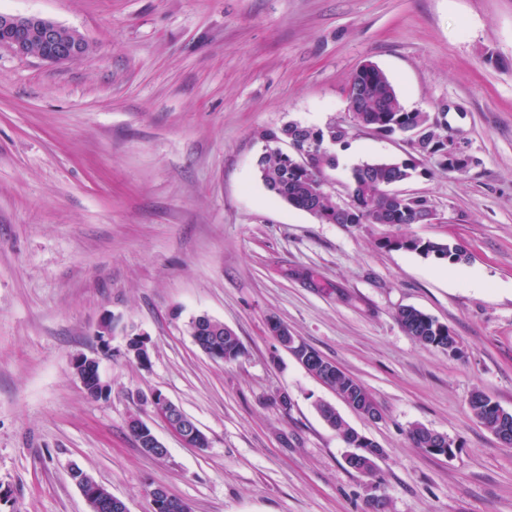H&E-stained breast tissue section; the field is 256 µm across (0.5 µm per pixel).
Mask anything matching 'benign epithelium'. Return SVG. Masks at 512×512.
Segmentation results:
<instances>
[{"label": "benign epithelium", "mask_w": 512, "mask_h": 512, "mask_svg": "<svg viewBox=\"0 0 512 512\" xmlns=\"http://www.w3.org/2000/svg\"><path fill=\"white\" fill-rule=\"evenodd\" d=\"M11 32L14 37L0 40V47L6 46L20 56H35L52 63H67L86 58L83 46L76 38L63 32L62 27L45 18L29 16H12L0 14V30ZM441 162L452 170H463L470 166L471 158L464 148L455 140H450L442 146L438 153ZM386 192L395 196L402 203L418 205L423 209L422 223L429 224L436 219V212L430 202L419 196L401 193L397 190L386 189ZM350 202L336 205V212H320L318 219L327 224H337L339 219L351 212L359 204L354 193H349ZM270 330L279 343L288 351L295 348V337L291 336L288 328L280 323L270 324ZM301 365L332 389H337L335 383L344 377L345 373L334 363L317 356L302 357ZM73 369L82 388H87L90 382H95L102 389L108 384L102 380L99 371V361L95 357L81 354L74 358ZM341 400L354 412L370 419L379 417L376 404L368 398L362 397L356 386H350L341 397ZM150 401L154 407L155 416L160 419L167 429L180 439L188 448H205L208 445L206 435L200 430L197 423L187 416L177 405L171 402L160 392H153ZM129 428H134L141 434L140 448L157 459L168 455V448L156 435L152 426L139 417L129 421ZM354 451L346 457L347 464L358 471L368 472L375 468L376 460L383 455V449L376 444L363 447L365 437L353 433ZM69 476L79 488L88 512H102L107 508L117 512H129L126 503L114 496L112 492L97 481L94 477L83 472L82 468L74 465L69 469ZM154 512H178L181 506L180 499L171 495L163 486H156L150 490Z\"/></svg>", "instance_id": "7a95c632"}]
</instances>
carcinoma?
Listing matches in <instances>:
<instances>
[{
    "instance_id": "cac0c4a2",
    "label": "carcinoma",
    "mask_w": 512,
    "mask_h": 512,
    "mask_svg": "<svg viewBox=\"0 0 512 512\" xmlns=\"http://www.w3.org/2000/svg\"><path fill=\"white\" fill-rule=\"evenodd\" d=\"M348 99L356 110L352 127L336 130L330 124L323 128L303 127L301 138L291 139L288 131L299 126L297 122L285 124L275 130L262 133V139L271 144L269 151L259 161L260 178L268 192L276 199L297 209L306 211L312 206L323 210H336L333 194L315 196V185L333 182L330 171L336 169V155L326 145H343L350 136L351 128L371 129L384 135L399 134L407 127L429 125L440 136L448 134L447 124L428 112H412L405 109L392 82L381 70L373 73L354 72L349 81ZM286 143L288 151L278 144ZM417 169L414 160H380L353 168L351 189L359 196L360 207L350 214L348 223L363 224H412L413 208L387 200L382 191L392 181L403 182L411 178ZM385 246L416 252L424 257L457 261L463 253L459 244L421 240L396 236L386 240ZM402 328L420 344L442 348L450 353L456 349L448 345L452 333L448 326L414 308H402L397 313ZM199 335L206 344L218 347L224 353V362L232 363L243 354L239 337L231 330L221 328V322L213 318L201 329ZM491 399L480 391L472 394L469 407L472 415L485 428L496 431L498 424L489 410Z\"/></svg>"
}]
</instances>
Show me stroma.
<instances>
[{
	"label": "stroma",
	"mask_w": 512,
	"mask_h": 512,
	"mask_svg": "<svg viewBox=\"0 0 512 512\" xmlns=\"http://www.w3.org/2000/svg\"><path fill=\"white\" fill-rule=\"evenodd\" d=\"M0 13L91 48L50 64L0 47V512H87L73 463L129 512H153L157 485L192 512H373L377 499L512 512V447L469 408L480 391L512 412V0H0ZM367 62L407 110L443 113L472 159L463 173L421 162L401 184L437 223H322L260 180L261 132L350 123L349 80ZM332 151L340 199L353 167L411 153L367 129ZM397 235L466 258L386 248ZM407 306L447 325L458 353L408 335ZM200 315L237 334V361L194 344ZM273 321L362 384L379 418L308 373ZM131 333L147 335L149 366L126 356ZM80 354L98 358L108 399L83 390ZM155 391L207 448L156 418ZM323 401L383 449L373 472L348 466ZM134 417L166 458L139 447ZM417 425L453 455L416 448ZM150 401L154 407L155 416L164 423L171 433L180 439L185 447H207L208 439L206 435L180 407L160 392L151 393ZM135 428L139 434L134 430L131 431L132 436L138 442L142 450L157 459H163L168 455V448L164 442L156 435L152 426L142 420L141 418L134 417L129 421V429Z\"/></svg>",
	"instance_id": "1"
}]
</instances>
